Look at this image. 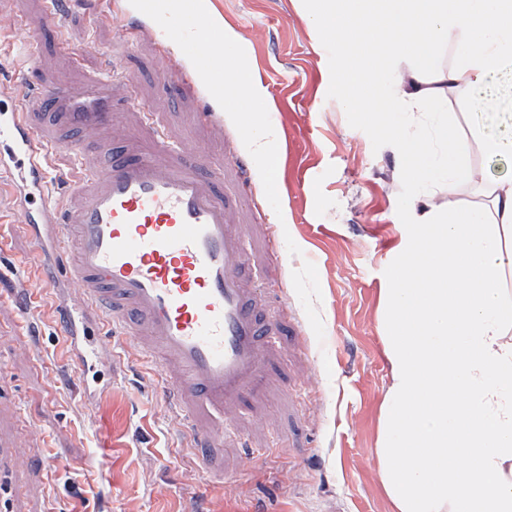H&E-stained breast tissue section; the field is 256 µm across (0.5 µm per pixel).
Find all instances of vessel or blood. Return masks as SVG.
I'll return each mask as SVG.
<instances>
[{
    "label": "vessel or blood",
    "instance_id": "obj_1",
    "mask_svg": "<svg viewBox=\"0 0 512 512\" xmlns=\"http://www.w3.org/2000/svg\"><path fill=\"white\" fill-rule=\"evenodd\" d=\"M210 3L135 0L125 30L139 34L145 18L181 48L193 117L220 137L224 106L241 92L214 61L224 25ZM50 150L81 164L76 188L57 207L46 198L42 157ZM244 172L237 154L178 142L115 75L90 72L70 83L45 75L37 95L0 105V192L27 202L17 223L54 244L53 275L78 286L87 308L156 363L195 444L215 448L237 437L246 399L264 395L263 366L281 329L246 261V226L262 217L226 186ZM57 329L72 344L87 340L70 308L60 310Z\"/></svg>",
    "mask_w": 512,
    "mask_h": 512
}]
</instances>
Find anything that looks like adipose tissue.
Masks as SVG:
<instances>
[{
    "mask_svg": "<svg viewBox=\"0 0 512 512\" xmlns=\"http://www.w3.org/2000/svg\"><path fill=\"white\" fill-rule=\"evenodd\" d=\"M311 20L343 48L336 86L346 106L404 118L393 132L415 221L385 294L392 385L376 450L382 485L394 512H512V292L502 286L512 269V178L485 185V206L444 211L427 196L471 181L472 148L512 152L511 138L478 129L458 138L440 106L446 90L469 94L512 66V0H315ZM446 42L458 63L444 70L437 50ZM278 140L268 126L247 140L270 185Z\"/></svg>",
    "mask_w": 512,
    "mask_h": 512,
    "instance_id": "1",
    "label": "adipose tissue"
}]
</instances>
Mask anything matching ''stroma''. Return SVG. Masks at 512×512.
Returning a JSON list of instances; mask_svg holds the SVG:
<instances>
[{
    "mask_svg": "<svg viewBox=\"0 0 512 512\" xmlns=\"http://www.w3.org/2000/svg\"><path fill=\"white\" fill-rule=\"evenodd\" d=\"M53 7L60 27L42 23ZM132 0H112L100 23L95 0H0V95L118 68L158 121L213 154L245 150L253 125L275 126L287 143L280 197L265 191L252 160L250 202L267 225L248 228L251 272L272 310H284L265 395L245 410L234 445L213 451L223 478L207 472L155 367L129 339L99 342L77 378L65 337L54 332L55 292L29 294L44 263L25 228L0 226V512H391L378 475L382 408L391 385L384 290L390 256L409 223L410 186L391 128L345 106L334 85L336 47L322 40L306 0H214L241 36L266 111L224 108V137L192 122L193 104L162 73L151 42L123 41ZM68 46H61L60 32ZM458 135L480 128L512 137V70L492 73L465 96L442 101ZM474 179L437 191L441 208L485 203L482 182L512 176V154L472 153ZM285 239V262L264 255L268 225ZM112 412L118 448L112 480L97 457L101 410Z\"/></svg>",
    "mask_w": 512,
    "mask_h": 512,
    "instance_id": "obj_1",
    "label": "stroma"
}]
</instances>
